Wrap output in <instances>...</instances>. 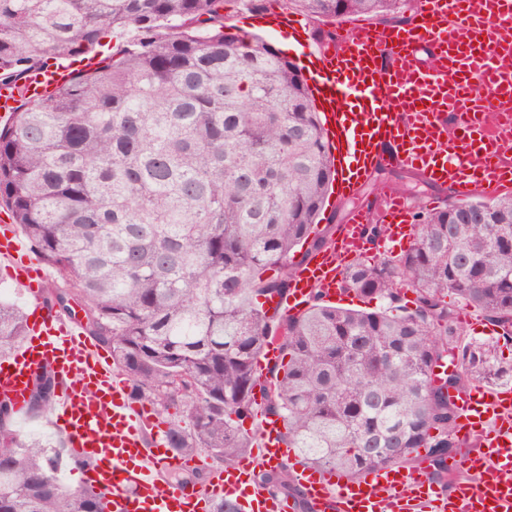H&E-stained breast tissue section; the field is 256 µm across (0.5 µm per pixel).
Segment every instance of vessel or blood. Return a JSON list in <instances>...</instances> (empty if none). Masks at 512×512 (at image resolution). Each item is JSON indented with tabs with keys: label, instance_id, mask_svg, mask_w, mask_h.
Segmentation results:
<instances>
[{
	"label": "vessel or blood",
	"instance_id": "vessel-or-blood-1",
	"mask_svg": "<svg viewBox=\"0 0 512 512\" xmlns=\"http://www.w3.org/2000/svg\"><path fill=\"white\" fill-rule=\"evenodd\" d=\"M262 20L287 31L304 63L335 156L337 198L356 195L380 165L408 167L460 198L512 189V164L502 158L512 135L499 119L512 113V0H422L414 23L384 33L353 27L332 46L311 41L307 24L288 12L271 10ZM424 48L431 55L426 64L419 57ZM67 75L63 68L37 74L28 92L44 94ZM412 211L404 197L386 191L377 209L351 211L332 246L300 264L288 295L267 298L266 309L294 314L316 291L329 302L341 299L345 266L362 254H394L410 241ZM374 219L387 227L375 246L365 236ZM0 260L22 287L48 278L9 223L0 225ZM30 319L28 342L0 361V397L26 410L33 373L51 367L60 391L56 423L112 512H210L223 496L242 512H289V501L256 489L251 476L255 465L286 461L279 420L262 417L250 457L216 471L208 485H167L184 461L168 448L159 414L132 399L127 379L80 322L56 314L41 292L34 291ZM457 407L461 444L479 450L449 462L450 492L398 465L335 480L298 462L293 476L310 512H512V388L473 386ZM484 471L488 479L473 481Z\"/></svg>",
	"mask_w": 512,
	"mask_h": 512
}]
</instances>
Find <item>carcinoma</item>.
<instances>
[{
    "instance_id": "obj_1",
    "label": "carcinoma",
    "mask_w": 512,
    "mask_h": 512,
    "mask_svg": "<svg viewBox=\"0 0 512 512\" xmlns=\"http://www.w3.org/2000/svg\"><path fill=\"white\" fill-rule=\"evenodd\" d=\"M270 2L0 0V85L82 61L115 30L133 33L53 91L22 99L0 126V208L57 272L49 305L69 314L80 301L86 333L112 349L131 396L189 421L166 433L180 456L204 448L235 465L253 447L240 422L261 409L282 420V441L311 468L357 479L426 460L443 476L459 448V394L506 373L464 336L458 314L470 308L512 341V194L419 211L407 250L354 260L340 288L383 308L330 305L317 291L303 311L268 315L261 299L286 295L296 267L338 229L315 223L334 168L306 79L221 13ZM279 2L324 25L402 20L418 0ZM390 179L403 193L426 184L382 167L369 184ZM403 286L416 295L407 313ZM27 335L25 313L0 299V357ZM271 340L279 357L260 407L256 368ZM442 364L455 371L433 378ZM56 388L52 371L38 370L29 409L51 406ZM15 414L0 400V512H110L94 487L58 480L47 447L13 428ZM255 482L311 512L290 464Z\"/></svg>"
}]
</instances>
